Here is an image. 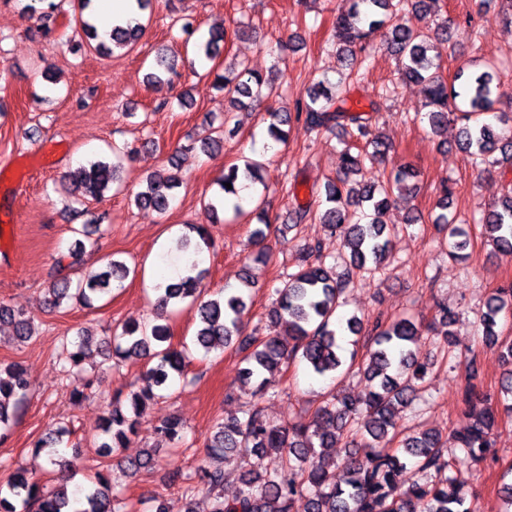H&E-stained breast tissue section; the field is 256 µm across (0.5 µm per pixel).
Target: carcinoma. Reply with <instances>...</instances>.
I'll return each instance as SVG.
<instances>
[{
    "label": "carcinoma",
    "mask_w": 512,
    "mask_h": 512,
    "mask_svg": "<svg viewBox=\"0 0 512 512\" xmlns=\"http://www.w3.org/2000/svg\"><path fill=\"white\" fill-rule=\"evenodd\" d=\"M440 0H351L349 9L334 22L339 68L334 81L324 76L305 86L289 111L269 107L260 114L267 137L275 144L287 139L284 127L292 120L302 121L311 130L336 133L344 145L340 151L341 165L336 177L324 184V211L311 214L309 208L299 206L288 214L290 224H300L312 217L323 224L326 231L341 239L346 257L342 272H336V263H326L321 244L311 243L298 257L296 271L288 274L284 286L277 289L276 307L270 323V336H251L245 333L248 314L246 290L254 287L251 273H246L236 287H224L217 298H205L202 272L192 262L189 274L155 290L162 293L164 307L185 301L196 306L198 329L192 345H171L168 324L159 314L143 324H125L121 332L103 341V351L112 354L116 362L152 357L156 364L150 367L141 383L126 396L116 395L100 427L99 448L105 454L118 455L127 446L129 437L136 433L139 421L149 405L168 389L175 378L187 380L191 350L194 346L204 353L233 348L240 358V379L254 398L269 393L271 378L283 374L288 365L301 361L317 376L333 380L342 376L346 361L338 346V335L345 330L354 336V343H363L366 358L358 367L370 385L368 393L360 398L329 392L316 408L312 420L272 422L254 407L244 417H228L212 427L207 439V460L198 467L195 477L183 479L182 496L189 508L202 490L211 495V512H295V503L306 499L307 512H470L465 506L463 488L467 478L459 468L460 457L473 462L483 458L489 447L492 431L499 413H512V338L496 330L497 318L512 313V287L498 288L477 313V326L483 342L496 350L506 366L500 380L497 403L479 395L478 370L475 360L466 366L464 403L469 406L470 424L462 432L443 435L437 431L421 430L402 439L401 446L389 452L377 450V445L388 440L398 429V421L419 399L429 363L419 359L422 327L415 321L396 318L390 321L376 319L363 323L357 315L345 321L337 320L344 306V295L350 278L356 271H378L392 258L389 225L383 215L389 208L409 196L415 177L412 168L398 166L379 182L350 183V176L359 173L364 161L384 165L389 162L392 144L382 136L366 141L365 153L354 155L347 146L346 137L368 134L371 113L379 110L377 101H368L363 107L352 101V86L359 83L360 72L368 69V51L371 35L380 28L387 29L386 47L400 63L401 79L424 87L427 111L423 114L429 133L443 139L448 121L456 119L461 127L456 148L467 154L471 163L490 173L512 167V115L498 112L495 104L502 97V84L494 72V65L484 69L459 70L455 83L448 84L441 73L442 47L448 44V20L440 16ZM92 0H78L79 16L75 30L85 37L86 47L100 56H109L117 50H130L142 37L145 26L139 22L116 25L109 40L100 38L96 25L84 16ZM411 11L429 19L425 30L409 27L402 14ZM227 29L209 30L208 37L193 45L190 65L201 63L207 73L215 75L218 88L224 90L228 109L216 135L203 142L201 150L215 152L223 147L224 125L229 123L230 110H245L268 99L274 92L280 70L272 67L263 75L244 62L233 64L218 72L220 43L227 40ZM178 59L158 53L155 64L146 74V84L153 90L171 85L178 74ZM136 149L126 145L112 146L117 162L94 161L83 165L63 178L68 193L79 201H100L113 189L123 187L122 159H130ZM154 171L144 179L143 188L134 194V203L165 213L179 187L177 168ZM265 163L245 158L240 164L224 169L217 182L218 191L204 203L208 216L218 215L220 200L237 194V183L245 180L255 185H266ZM231 187H226V184ZM451 191L440 190V213L434 218L444 233L450 256L463 258L470 243L471 227L456 217L448 216ZM253 208L244 210L235 205L239 215H254L257 225L250 236L256 245L264 243L271 224L263 200L252 199ZM487 242L502 251L512 252V192L492 206L477 220ZM72 233L84 239L76 240L69 252L68 264L64 258L56 261L49 293V304L59 308L73 304L91 308L101 295L107 293L111 282L121 281L130 269L121 261L110 260L107 270L72 279L63 269L74 268L86 247H95L90 239L89 225L72 228ZM439 319L447 328L443 334L444 346L454 347L452 332L456 313L448 306L439 307ZM14 324L16 336L24 341L32 337L31 318L23 309L0 304V322ZM285 332H276L279 324ZM63 355L71 367H79L91 355L85 334H79L69 344H63ZM31 388L29 374L19 364L7 368V377H0V428L9 424L19 413ZM185 425L178 417L163 420L156 432L170 444L182 440ZM69 434L65 426L50 440H40L36 447L47 450L48 463L63 465L65 460L56 453L55 446ZM349 438V447L338 458L326 452L338 447L342 437ZM250 459L249 469L239 475L240 487L232 498L224 497V461L230 454ZM278 456L282 465L274 471L262 469L264 455ZM414 462L421 480L404 488L401 475L409 462ZM35 507V512H121L120 499L112 492L109 475L98 472L82 488H48L29 475L16 469L0 484V512H18V508Z\"/></svg>",
    "instance_id": "obj_1"
}]
</instances>
